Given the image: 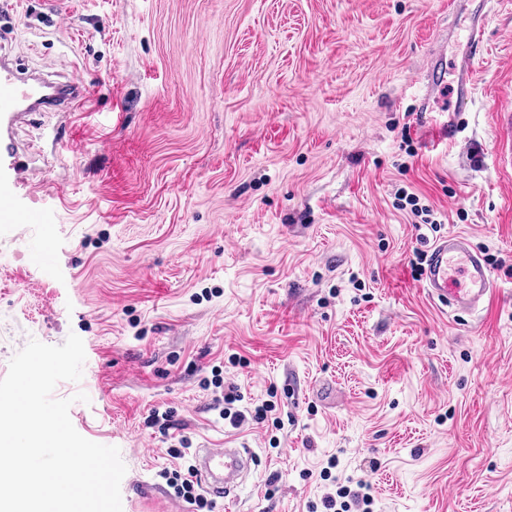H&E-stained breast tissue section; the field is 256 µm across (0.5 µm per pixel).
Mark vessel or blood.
<instances>
[{
    "instance_id": "1",
    "label": "vessel or blood",
    "mask_w": 512,
    "mask_h": 512,
    "mask_svg": "<svg viewBox=\"0 0 512 512\" xmlns=\"http://www.w3.org/2000/svg\"><path fill=\"white\" fill-rule=\"evenodd\" d=\"M453 30L443 32L427 54L425 75L418 94L417 112H428L444 87L445 56L448 40L462 37L465 48L453 62L454 109L466 111L474 94V65L482 52L490 0H452ZM87 95L73 80L56 82L41 76H25L14 69L9 55L0 54V177L13 176L22 183L29 164L15 139V129L42 107L63 112L83 109ZM430 296L468 312L485 308L496 299L491 272L468 236L451 233L430 250L423 271ZM250 459L237 448H200L195 454V471L206 489L218 498L234 497Z\"/></svg>"
}]
</instances>
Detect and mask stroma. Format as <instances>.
I'll use <instances>...</instances> for the list:
<instances>
[{
    "label": "stroma",
    "instance_id": "stroma-1",
    "mask_svg": "<svg viewBox=\"0 0 512 512\" xmlns=\"http://www.w3.org/2000/svg\"><path fill=\"white\" fill-rule=\"evenodd\" d=\"M449 2L0 0V51L89 95L18 131L34 172L10 203L44 221L0 223V379L30 340L82 338L54 395L119 448L123 512H194L158 476L186 471L182 437L254 453L213 512H311L364 481L370 512H512V6L469 109L412 123ZM403 191L470 237L493 305L449 314L412 275ZM216 374L272 416L224 424Z\"/></svg>",
    "mask_w": 512,
    "mask_h": 512
}]
</instances>
